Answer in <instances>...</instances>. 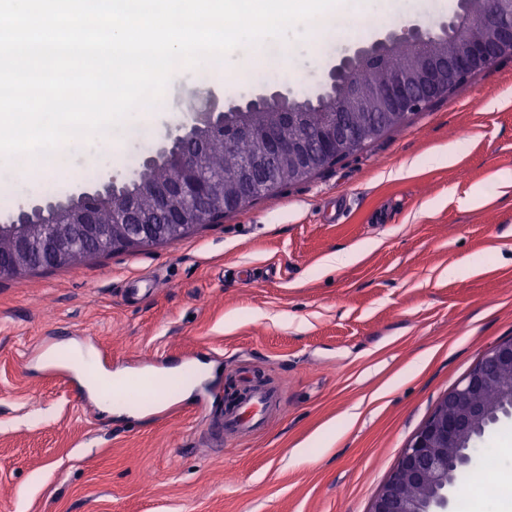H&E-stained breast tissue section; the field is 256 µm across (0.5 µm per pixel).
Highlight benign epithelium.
Masks as SVG:
<instances>
[{
	"label": "benign epithelium",
	"instance_id": "obj_1",
	"mask_svg": "<svg viewBox=\"0 0 512 512\" xmlns=\"http://www.w3.org/2000/svg\"><path fill=\"white\" fill-rule=\"evenodd\" d=\"M466 14L456 13L439 27V43L422 48L429 33L405 25L369 46H358L330 67L326 83L315 95L319 119L292 133L283 134L275 124H255L243 112L266 106L281 116L295 112V99L275 90L257 94L227 111L218 109L213 94L190 107V122L168 136L158 154L174 162L178 178L141 187L152 197V221L132 224L123 210L112 211V223L95 222V211L104 200L118 198L117 180L103 189L82 192L74 202L43 206L30 203L19 208L8 223L0 225V276L22 279L39 270L75 265L114 248L137 249L146 244L173 243L196 228L228 213L247 208L256 199L276 191L281 168H291L293 180L304 181L336 164L410 116L446 101L473 76L500 61L512 58V0H488L480 19L481 37L461 36ZM396 55L409 59L407 66L391 69L389 78L369 89L357 81L363 72L386 66ZM349 112H369L362 124L347 120ZM205 128L220 136L225 152L235 155L239 139L258 143V156L270 170L266 180H253L254 160L244 156L223 176L202 172V149L183 150L181 141ZM494 380L502 387L499 401L486 403L484 389ZM512 415V339L489 349L469 373L444 396L433 413L413 435L397 465L388 474L370 512H441L448 505L445 488L454 484L475 451L474 443L499 415Z\"/></svg>",
	"mask_w": 512,
	"mask_h": 512
}]
</instances>
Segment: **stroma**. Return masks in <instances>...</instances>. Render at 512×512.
<instances>
[{
  "instance_id": "35a3bbf8",
  "label": "stroma",
  "mask_w": 512,
  "mask_h": 512,
  "mask_svg": "<svg viewBox=\"0 0 512 512\" xmlns=\"http://www.w3.org/2000/svg\"><path fill=\"white\" fill-rule=\"evenodd\" d=\"M458 0H372L322 37L297 26L287 70L235 94L185 72L165 109L190 121L192 93L232 104L276 89L314 94L345 50L405 24L437 32ZM165 132L136 125L120 152L73 150L72 177L10 175L0 222L27 203L127 182ZM94 157L86 166V157ZM512 59L313 177L179 241L115 249L75 267L0 277V512H369L414 435L489 349L512 338ZM375 241L361 259L328 256ZM97 345L117 371L211 366L186 400L146 420L101 411L46 356ZM280 394L266 428L203 437L244 378ZM361 415L353 426L352 407ZM343 434L320 452L327 424ZM309 461L293 462L297 446Z\"/></svg>"
}]
</instances>
